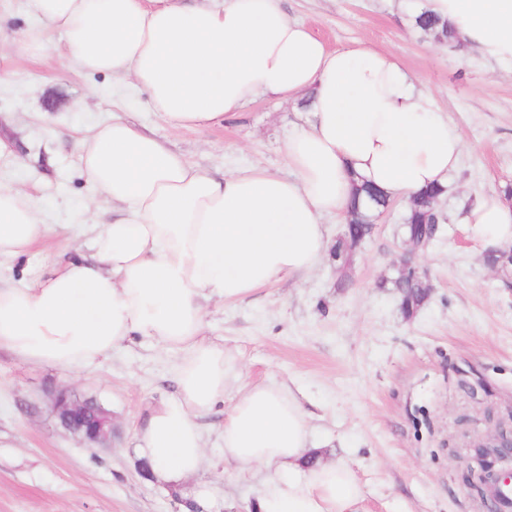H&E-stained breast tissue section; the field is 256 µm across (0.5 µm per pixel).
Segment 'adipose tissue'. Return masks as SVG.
<instances>
[{"instance_id": "obj_1", "label": "adipose tissue", "mask_w": 512, "mask_h": 512, "mask_svg": "<svg viewBox=\"0 0 512 512\" xmlns=\"http://www.w3.org/2000/svg\"><path fill=\"white\" fill-rule=\"evenodd\" d=\"M61 37L56 57L130 80L170 128H207L261 98L310 100L313 119L284 144L292 178L261 167L217 179L126 120L77 141L94 197L122 216L31 288L0 285V349L74 370L140 336L178 350V392L152 408L137 444L156 481L202 467L196 419L224 400L229 363L205 339L202 302L237 300L315 270L329 249L323 216L345 217L354 181L411 199L445 184L460 134L391 53L330 50L280 0H25ZM455 39L512 68V0H427ZM488 245H512V200L489 195L465 215ZM50 232L22 183L0 185V256ZM224 458L274 474L260 512H370L355 469L321 460L290 388L244 385L224 420Z\"/></svg>"}]
</instances>
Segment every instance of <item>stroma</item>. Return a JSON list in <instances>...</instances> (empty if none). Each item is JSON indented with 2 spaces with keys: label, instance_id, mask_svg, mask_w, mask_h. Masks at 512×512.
<instances>
[{
  "label": "stroma",
  "instance_id": "stroma-1",
  "mask_svg": "<svg viewBox=\"0 0 512 512\" xmlns=\"http://www.w3.org/2000/svg\"><path fill=\"white\" fill-rule=\"evenodd\" d=\"M425 0H283L327 48L363 41L393 53L431 92L464 152L437 207L439 238L415 261L433 286L405 318L389 288L408 247L406 203L394 201L371 238L337 268L236 301L204 304L205 335L231 371L224 402L200 418L205 461L179 486L141 477L135 440L149 407L177 391L179 354L141 338L69 373L0 350V512H255L271 468L224 460V414L246 383L291 386L329 460L351 463L373 512H489L464 481L472 447L512 421V272L486 266L463 218L512 184V77L476 51L437 42L413 25ZM47 35L23 0H0V139L15 158L0 184L22 178L52 231L28 254L0 258V283L38 284L68 252L90 196L74 137L120 117L166 139L220 175L252 166L284 174L283 146L305 125L288 101L261 100L207 130H174L146 92L42 58ZM96 398L114 433L101 446L64 429L50 394Z\"/></svg>",
  "mask_w": 512,
  "mask_h": 512
}]
</instances>
